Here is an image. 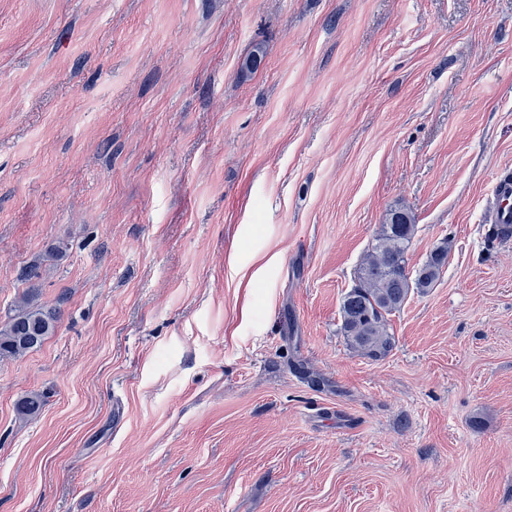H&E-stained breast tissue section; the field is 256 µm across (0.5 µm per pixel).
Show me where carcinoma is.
I'll return each mask as SVG.
<instances>
[{"mask_svg":"<svg viewBox=\"0 0 512 512\" xmlns=\"http://www.w3.org/2000/svg\"><path fill=\"white\" fill-rule=\"evenodd\" d=\"M417 232L414 215L403 206L388 211L375 243L357 269L356 284L340 304L341 332L352 350L371 360L386 357L395 346L389 316L400 311L414 293L433 287L448 260V240L439 242L426 261L409 267L408 253ZM40 266L31 264L20 272L28 284L12 313L0 321V362L21 358L54 335L59 316L40 301L36 280ZM44 398L29 393L16 402L22 418L39 414Z\"/></svg>","mask_w":512,"mask_h":512,"instance_id":"carcinoma-1","label":"carcinoma"}]
</instances>
